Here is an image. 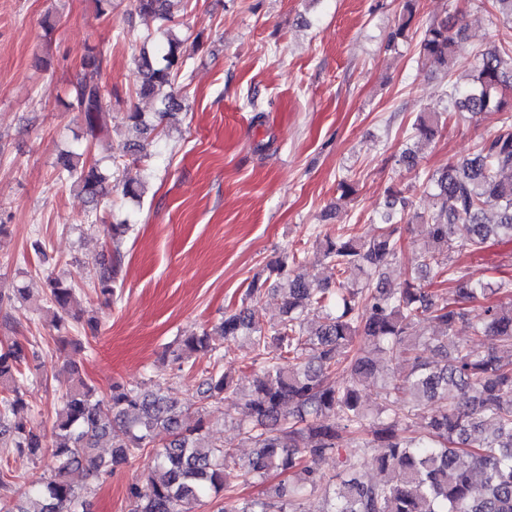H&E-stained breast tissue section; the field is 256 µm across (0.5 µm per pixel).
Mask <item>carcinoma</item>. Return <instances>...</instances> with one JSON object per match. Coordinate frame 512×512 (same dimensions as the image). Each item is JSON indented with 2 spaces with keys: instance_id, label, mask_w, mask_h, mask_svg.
<instances>
[{
  "instance_id": "1",
  "label": "carcinoma",
  "mask_w": 512,
  "mask_h": 512,
  "mask_svg": "<svg viewBox=\"0 0 512 512\" xmlns=\"http://www.w3.org/2000/svg\"><path fill=\"white\" fill-rule=\"evenodd\" d=\"M182 0H136L138 12L161 22L174 20ZM417 0H404L403 14L388 46L405 37ZM166 43L152 55L138 59L139 95L160 101L158 118L182 110L164 93L172 78L183 72L189 55L173 28L165 29ZM465 40V28L448 26V18L431 24L420 42V54L443 70L455 66ZM83 65L101 72L107 55L88 49ZM512 53L491 48L479 55L470 81L448 93L453 107L471 115L502 114L500 126L483 140L471 157L417 179L418 188L433 200L432 208L416 214L425 227L431 248L416 256L414 270L445 277L451 296L439 295L417 281L388 286L385 270L402 250L394 212H378L377 234L367 239L345 228L320 242L326 260L344 274L355 269L363 277L354 287L342 281L332 288L313 285L294 274L296 258L282 257L272 266L276 287L288 289L285 317L267 330L254 314L224 315L215 335L245 338L254 370L253 388L245 407L254 423L242 428L255 452L246 473L262 478L271 471L288 476L276 501L256 499L240 506L224 492L238 478L231 450L209 438L204 417L190 422L182 406L152 389L115 383L101 396L71 363L72 379L62 397L52 427V443L41 427L18 418L27 407L20 386L30 369V348L19 339L0 345V441L11 445L20 460L51 455L55 466L45 481L12 499L0 496V512H87L84 494L71 482L76 471L91 476L111 474L150 447L164 432L167 442L155 452V466L144 479L127 489L129 512H194L208 505L212 512H296L307 492L327 489L340 481L327 512H512V362L497 351L512 346V280L485 281L455 266L451 259L454 234H466V246L478 250L490 238L512 239ZM112 95L106 84L83 78L71 81L69 106L84 116L91 138L104 131L103 100ZM441 114L422 112L411 125L412 137L431 143ZM62 173L73 180L88 202L96 206L110 191L99 161L85 153L59 157ZM122 255L109 250L107 266L96 294L108 302L116 293ZM52 323L60 326L76 301L75 286L59 277L47 278ZM489 298L480 321L471 324L477 336L491 344L482 350L448 340L468 322L469 304ZM322 312L317 328L308 314ZM429 320L433 335L418 333ZM370 344L392 368L382 369L363 354ZM430 351L439 357L432 363ZM172 361L194 366L208 358L218 363L212 334L190 332L169 347ZM345 366L346 380L332 384L329 377ZM385 372L381 403L371 411L362 389ZM235 393L224 372L201 373L188 404L222 401ZM408 396V408L397 409L391 398ZM421 412L424 434L407 435L409 420ZM367 430L371 440L356 448H373L371 461L386 474L382 481L358 476L361 457L342 454L344 434ZM110 441L112 458L99 454L102 440ZM336 455L339 471L328 477L315 462Z\"/></svg>"
}]
</instances>
